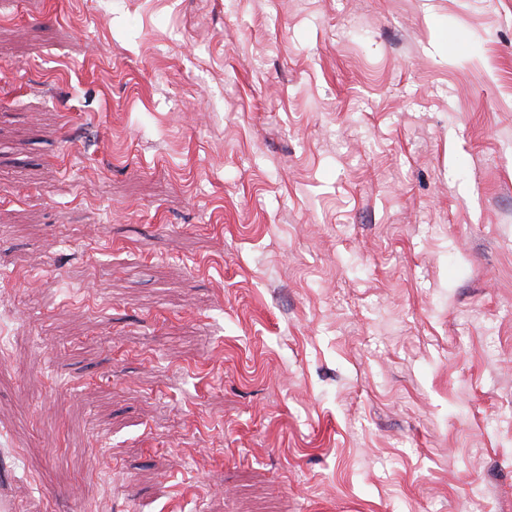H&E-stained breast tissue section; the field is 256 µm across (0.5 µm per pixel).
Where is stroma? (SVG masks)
Listing matches in <instances>:
<instances>
[{
  "instance_id": "stroma-1",
  "label": "stroma",
  "mask_w": 512,
  "mask_h": 512,
  "mask_svg": "<svg viewBox=\"0 0 512 512\" xmlns=\"http://www.w3.org/2000/svg\"><path fill=\"white\" fill-rule=\"evenodd\" d=\"M15 512H512V0H0Z\"/></svg>"
}]
</instances>
